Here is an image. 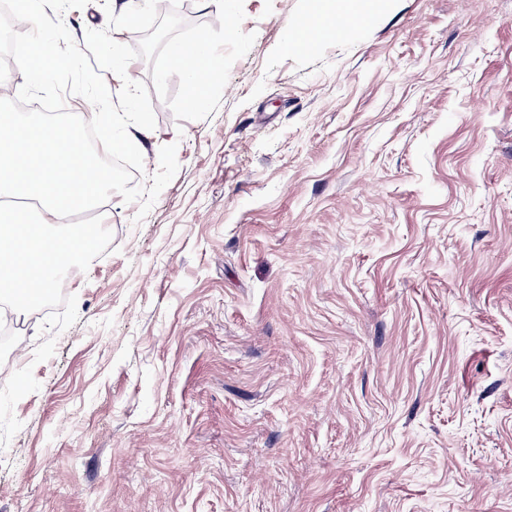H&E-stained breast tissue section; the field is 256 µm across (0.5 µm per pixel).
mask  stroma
Wrapping results in <instances>:
<instances>
[{"mask_svg": "<svg viewBox=\"0 0 512 512\" xmlns=\"http://www.w3.org/2000/svg\"><path fill=\"white\" fill-rule=\"evenodd\" d=\"M365 2L297 53L315 0H244L216 113L153 100L176 176L0 359V512H512V0Z\"/></svg>", "mask_w": 512, "mask_h": 512, "instance_id": "1", "label": "stroma"}]
</instances>
